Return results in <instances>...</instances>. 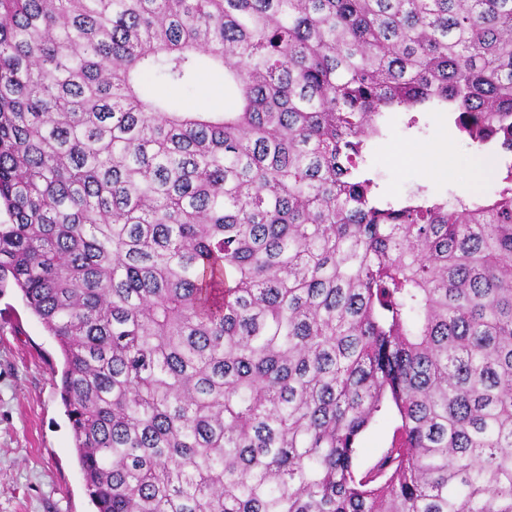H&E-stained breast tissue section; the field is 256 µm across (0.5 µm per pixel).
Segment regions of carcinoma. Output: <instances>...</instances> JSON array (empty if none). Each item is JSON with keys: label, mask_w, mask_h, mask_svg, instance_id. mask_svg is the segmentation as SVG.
<instances>
[{"label": "carcinoma", "mask_w": 512, "mask_h": 512, "mask_svg": "<svg viewBox=\"0 0 512 512\" xmlns=\"http://www.w3.org/2000/svg\"><path fill=\"white\" fill-rule=\"evenodd\" d=\"M431 108L492 196L378 191ZM0 207L95 512H512V0H0ZM148 90L151 93L165 95L178 108L207 110L224 106V75L222 72L207 74L199 84L189 91L158 83H150ZM400 425L395 410H388L360 437L358 442L357 465L361 471L374 466L392 442L394 431Z\"/></svg>", "instance_id": "obj_1"}]
</instances>
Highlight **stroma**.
I'll return each mask as SVG.
<instances>
[{
  "label": "stroma",
  "mask_w": 512,
  "mask_h": 512,
  "mask_svg": "<svg viewBox=\"0 0 512 512\" xmlns=\"http://www.w3.org/2000/svg\"><path fill=\"white\" fill-rule=\"evenodd\" d=\"M148 89L179 108L207 110L224 105V75L212 72L191 90L158 83ZM392 112L384 135L373 142L366 163L381 190L404 197L417 188L436 199L463 194L460 173L473 175V191L492 195L493 180L476 177L479 150L467 145L447 113ZM448 143L455 173L434 174L430 164L404 155V148ZM62 357L52 336L25 306L20 293L0 295V512H91L77 464L72 432L60 396ZM400 418L389 410L358 442L357 465L368 470L392 442Z\"/></svg>",
  "instance_id": "stroma-1"
}]
</instances>
